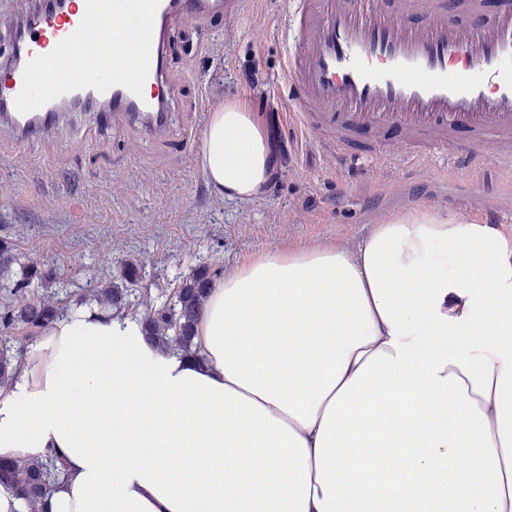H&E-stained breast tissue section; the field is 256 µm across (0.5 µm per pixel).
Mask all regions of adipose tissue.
I'll use <instances>...</instances> for the list:
<instances>
[{"label": "adipose tissue", "mask_w": 512, "mask_h": 512, "mask_svg": "<svg viewBox=\"0 0 512 512\" xmlns=\"http://www.w3.org/2000/svg\"><path fill=\"white\" fill-rule=\"evenodd\" d=\"M218 194L261 195L254 112L211 113ZM464 255L458 271L440 255ZM192 359L80 308L0 388V458L49 453L44 512H512V240L423 209L212 284Z\"/></svg>", "instance_id": "1"}]
</instances>
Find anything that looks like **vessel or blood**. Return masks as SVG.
<instances>
[{
    "mask_svg": "<svg viewBox=\"0 0 512 512\" xmlns=\"http://www.w3.org/2000/svg\"><path fill=\"white\" fill-rule=\"evenodd\" d=\"M296 47L285 73L288 110L338 162L356 131L396 128L424 158L457 145L452 170L474 174L495 151L512 171V4L469 23L483 0H291ZM238 0H31L14 51L0 60V125L20 144L63 133L64 104L107 102L155 137L168 131V31L178 18L207 26Z\"/></svg>",
    "mask_w": 512,
    "mask_h": 512,
    "instance_id": "vessel-or-blood-1",
    "label": "vessel or blood"
}]
</instances>
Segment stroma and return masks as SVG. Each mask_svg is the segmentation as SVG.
<instances>
[{
  "mask_svg": "<svg viewBox=\"0 0 512 512\" xmlns=\"http://www.w3.org/2000/svg\"><path fill=\"white\" fill-rule=\"evenodd\" d=\"M287 28L284 0H244L203 33L190 21L173 27L167 70L176 119L166 137H144L127 120L93 111L73 113L66 138L24 146L1 131L0 241L16 258L12 278L37 268L30 293L67 288L75 310L131 263L141 271L138 289L161 308L198 265L221 273L263 251L354 244L374 224L429 207L478 221L481 207L512 196V176L492 160L474 180L452 186L441 150L423 177L426 168L406 162L395 130L357 133L359 155L338 166L289 119ZM195 98L215 111L236 100L257 112L275 158L259 197L232 200L209 185L199 153L186 146V127L208 124L187 110Z\"/></svg>",
  "mask_w": 512,
  "mask_h": 512,
  "instance_id": "35a3bbf8",
  "label": "stroma"
}]
</instances>
